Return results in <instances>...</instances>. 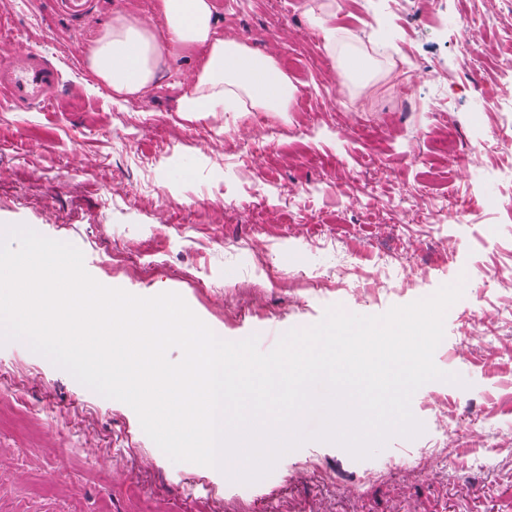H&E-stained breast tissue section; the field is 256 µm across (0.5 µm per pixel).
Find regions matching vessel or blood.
Wrapping results in <instances>:
<instances>
[{
  "label": "vessel or blood",
  "mask_w": 512,
  "mask_h": 512,
  "mask_svg": "<svg viewBox=\"0 0 512 512\" xmlns=\"http://www.w3.org/2000/svg\"><path fill=\"white\" fill-rule=\"evenodd\" d=\"M60 84L58 69L42 53L19 50L0 58V96L15 106H55Z\"/></svg>",
  "instance_id": "obj_1"
}]
</instances>
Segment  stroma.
I'll return each mask as SVG.
<instances>
[{
  "mask_svg": "<svg viewBox=\"0 0 512 512\" xmlns=\"http://www.w3.org/2000/svg\"><path fill=\"white\" fill-rule=\"evenodd\" d=\"M150 0H94L86 25L54 0H0V56L27 46L79 87L55 109L0 98V230L26 225L78 247L100 284L179 294L223 340L269 352L327 309L379 316L464 280L431 381L410 409L422 432L357 459L310 440L243 483L172 462L135 411L80 384L27 344H0V512H512V112L487 97L512 84V7L502 0H336L356 54L384 47L367 111L337 87L339 56L313 41L302 0H213L306 90L297 112H183L204 57L164 53L139 111L87 66L116 14ZM474 20L471 51L455 19ZM286 33H278L280 21ZM410 53L409 109L386 86ZM469 208L452 214L454 202ZM479 313L484 334H471Z\"/></svg>",
  "mask_w": 512,
  "mask_h": 512,
  "instance_id": "35a3bbf8",
  "label": "stroma"
}]
</instances>
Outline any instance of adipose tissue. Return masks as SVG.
Segmentation results:
<instances>
[{
	"instance_id": "1",
	"label": "adipose tissue",
	"mask_w": 512,
	"mask_h": 512,
	"mask_svg": "<svg viewBox=\"0 0 512 512\" xmlns=\"http://www.w3.org/2000/svg\"><path fill=\"white\" fill-rule=\"evenodd\" d=\"M167 23L165 38L150 29L114 17L93 50L89 68L99 83L120 96H144L150 89L163 50L200 46L205 61L194 88L180 104L184 112H220L225 102L247 96L253 106L284 112L292 86L275 62L260 57L235 41L217 37L211 0H160Z\"/></svg>"
}]
</instances>
